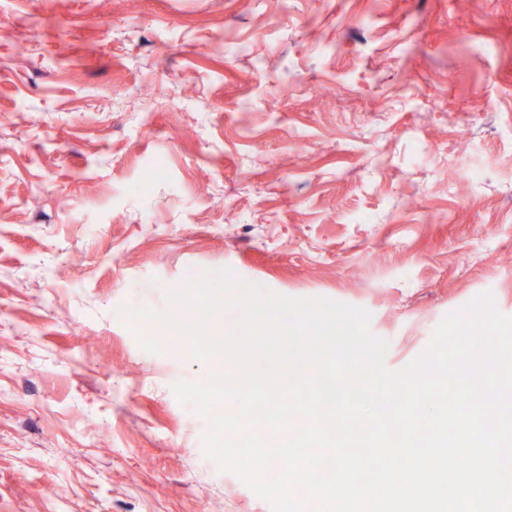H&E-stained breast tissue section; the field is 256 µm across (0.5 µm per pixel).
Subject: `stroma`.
<instances>
[{"label":"stroma","instance_id":"35a3bbf8","mask_svg":"<svg viewBox=\"0 0 512 512\" xmlns=\"http://www.w3.org/2000/svg\"><path fill=\"white\" fill-rule=\"evenodd\" d=\"M220 268L393 371L512 316V0H0V512H274L173 391L223 361L119 314Z\"/></svg>","mask_w":512,"mask_h":512}]
</instances>
